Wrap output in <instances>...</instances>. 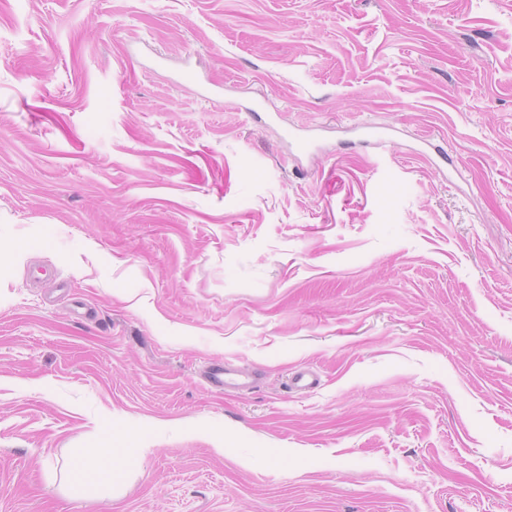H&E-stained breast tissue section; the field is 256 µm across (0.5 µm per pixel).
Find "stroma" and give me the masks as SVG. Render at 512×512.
I'll list each match as a JSON object with an SVG mask.
<instances>
[{"mask_svg":"<svg viewBox=\"0 0 512 512\" xmlns=\"http://www.w3.org/2000/svg\"><path fill=\"white\" fill-rule=\"evenodd\" d=\"M0 512H512V0H0Z\"/></svg>","mask_w":512,"mask_h":512,"instance_id":"stroma-1","label":"stroma"}]
</instances>
